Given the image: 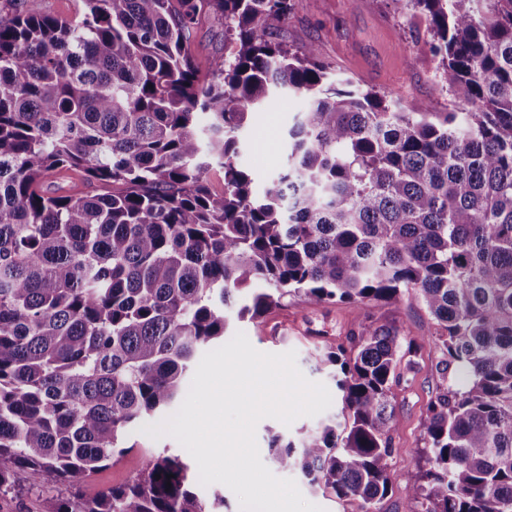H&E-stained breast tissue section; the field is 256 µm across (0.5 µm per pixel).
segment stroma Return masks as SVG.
<instances>
[{"instance_id":"stroma-1","label":"stroma","mask_w":512,"mask_h":512,"mask_svg":"<svg viewBox=\"0 0 512 512\" xmlns=\"http://www.w3.org/2000/svg\"><path fill=\"white\" fill-rule=\"evenodd\" d=\"M274 38L294 49L315 45L321 62L333 75L351 79L359 87L373 89L398 104L417 99L435 112H454L460 106L453 93L436 89L439 60L430 51L426 21L401 12L393 0H296L293 13L275 31ZM192 48L198 66L204 71L223 57V19H202L195 28ZM303 106L300 96L282 97L273 107L253 114L242 130L238 162L252 174L256 191H264L271 178L285 168L288 129ZM368 314L406 326L410 337L417 341L411 355L414 367L395 389L400 424L392 439L391 491L382 503L383 512H403L405 489L419 472L416 450L422 445L427 408L438 386L434 366L442 356L431 340L436 325L424 306L408 295L391 305L364 306L352 302L317 304L292 294L263 318L233 320L232 329L243 332L258 351L295 352L301 372L309 380L331 389L335 386L333 370L318 366L314 355L324 342H347ZM340 408L339 400H332L325 413L297 418L288 426L274 419L262 420L256 429V439L265 466L276 477L293 478L308 502L323 512H359L357 503L339 500L328 491H313L302 475L291 476L276 467L269 446L271 433L299 440L336 415ZM124 444L125 452L85 481L79 488L80 494L91 497L101 489L124 484L140 470L146 453L185 460L190 457L169 436L154 439L135 430ZM14 481V491L0 494V512H46L52 500L70 493L62 482L36 480L22 470L15 472Z\"/></svg>"}]
</instances>
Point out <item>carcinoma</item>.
Instances as JSON below:
<instances>
[{
  "instance_id": "carcinoma-1",
  "label": "carcinoma",
  "mask_w": 512,
  "mask_h": 512,
  "mask_svg": "<svg viewBox=\"0 0 512 512\" xmlns=\"http://www.w3.org/2000/svg\"><path fill=\"white\" fill-rule=\"evenodd\" d=\"M81 2L72 19L30 0L0 16V493L18 469L77 484L105 467L181 400L228 308L411 291L443 358L408 512H512V0H394L426 17L458 112L337 88L314 46L273 39L295 0ZM210 15L224 57L202 76L191 45ZM283 93L305 109L258 195L237 133ZM414 343L367 319L326 345L343 420L297 447L273 436L276 464L381 512ZM224 504L179 458L147 454L125 484L49 512Z\"/></svg>"
}]
</instances>
